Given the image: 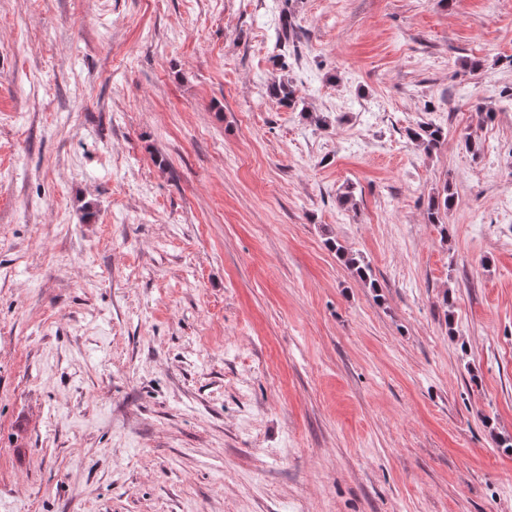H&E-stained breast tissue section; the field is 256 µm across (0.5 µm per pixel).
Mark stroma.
I'll list each match as a JSON object with an SVG mask.
<instances>
[{
    "mask_svg": "<svg viewBox=\"0 0 512 512\" xmlns=\"http://www.w3.org/2000/svg\"><path fill=\"white\" fill-rule=\"evenodd\" d=\"M508 86L512 0H0V512H512ZM407 134L410 140L428 153L431 152L446 135L442 127L432 124L419 125L417 128H411L408 130Z\"/></svg>",
    "mask_w": 512,
    "mask_h": 512,
    "instance_id": "stroma-1",
    "label": "stroma"
}]
</instances>
